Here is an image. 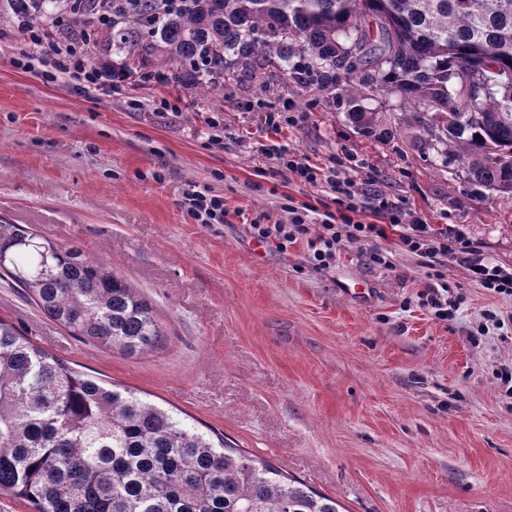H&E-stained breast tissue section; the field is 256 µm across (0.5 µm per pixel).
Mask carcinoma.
Here are the masks:
<instances>
[{
  "label": "carcinoma",
  "instance_id": "obj_1",
  "mask_svg": "<svg viewBox=\"0 0 512 512\" xmlns=\"http://www.w3.org/2000/svg\"><path fill=\"white\" fill-rule=\"evenodd\" d=\"M91 28L114 80L163 73L224 94L228 73L370 67L350 80L400 94L411 118L468 181L512 199V0H0V29L55 20ZM379 42L367 45L366 24ZM494 66L501 82L480 85ZM0 278L84 343L135 356L164 331L153 307L76 245L0 223ZM0 495L33 512H339L336 499L291 481L176 414L95 376L0 319Z\"/></svg>",
  "mask_w": 512,
  "mask_h": 512
}]
</instances>
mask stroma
I'll return each instance as SVG.
<instances>
[{
  "instance_id": "obj_1",
  "label": "stroma",
  "mask_w": 512,
  "mask_h": 512,
  "mask_svg": "<svg viewBox=\"0 0 512 512\" xmlns=\"http://www.w3.org/2000/svg\"><path fill=\"white\" fill-rule=\"evenodd\" d=\"M23 44L0 30V218L104 263L150 301L165 339L134 357L82 343L3 280L1 319L71 368L223 433L343 512H512V399L499 379L512 367V296L451 259L429 276L390 228L340 242L327 268L306 239L282 252L250 234L287 221V206L330 201L272 172L262 150L273 144L318 166L364 159L341 170L355 220L382 224L379 191L509 269L512 200L470 185L399 94L349 100L343 69L311 84L296 57L288 72L227 81L220 95L136 77L116 94L16 67ZM270 107L296 122L269 129ZM357 108L367 125L352 119ZM213 117L220 144L208 138ZM193 185L223 196V223L182 207ZM342 282L363 283L364 297ZM443 284L445 321L424 305Z\"/></svg>"
}]
</instances>
